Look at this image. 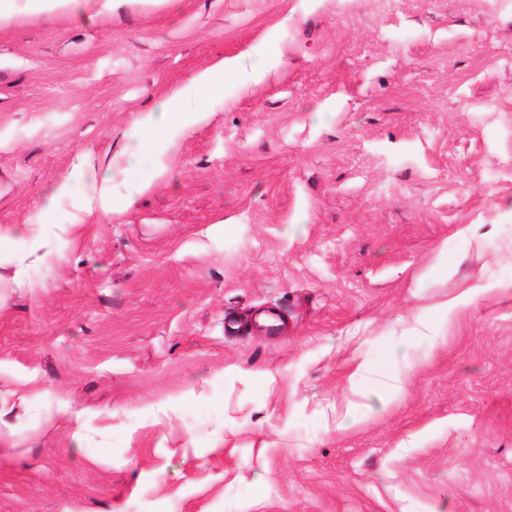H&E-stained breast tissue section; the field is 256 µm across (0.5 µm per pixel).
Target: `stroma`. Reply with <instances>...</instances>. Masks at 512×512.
Here are the masks:
<instances>
[{
  "label": "stroma",
  "instance_id": "obj_1",
  "mask_svg": "<svg viewBox=\"0 0 512 512\" xmlns=\"http://www.w3.org/2000/svg\"><path fill=\"white\" fill-rule=\"evenodd\" d=\"M509 283L512 8L0 14V512H512ZM223 97L224 84L216 82L209 71L197 73L186 86L172 90L156 109L144 116L141 132L133 136L131 157L149 154L156 142L187 126L191 116L202 115L213 100Z\"/></svg>",
  "mask_w": 512,
  "mask_h": 512
}]
</instances>
